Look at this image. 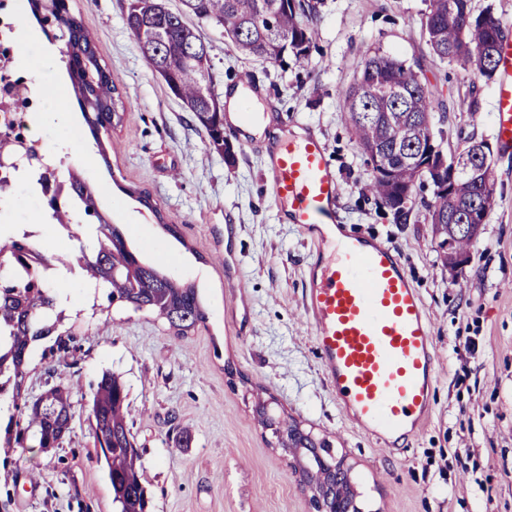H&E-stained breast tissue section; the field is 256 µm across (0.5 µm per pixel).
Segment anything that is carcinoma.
<instances>
[{"mask_svg": "<svg viewBox=\"0 0 512 512\" xmlns=\"http://www.w3.org/2000/svg\"><path fill=\"white\" fill-rule=\"evenodd\" d=\"M33 15L58 27L65 40L68 73L83 119L95 140L108 135L117 117L112 72L84 60L96 57L89 31L72 14L66 0H29ZM173 12L165 0H129L126 24L149 68L159 74L175 97L192 112L208 144L227 152L224 140V104L215 92L207 44L193 16L214 22L236 50L246 56L281 61L292 53L295 62L307 57L309 28L300 16L315 6L303 0H181ZM424 31L432 53L442 61L457 62L492 78L499 66V48L506 28L485 8L476 11L473 0H429ZM438 105L434 91L405 62L377 52H367L359 78L348 89L345 114L367 164L372 169L369 188L375 199L407 218L413 196L409 186L428 179L434 201L426 208L433 236L450 242L440 252L445 266L469 252L479 237L466 229L474 212L487 217L494 191L491 165L485 158L469 156L473 171L455 181L451 190L425 163L430 153L440 156L432 143V117ZM63 181L65 194L42 197V207L59 229L93 227L96 245L83 248L72 259L81 274L95 285L94 305L106 309L146 312L166 322L176 335L187 333L208 320L197 288L145 264L127 243L125 234L110 224L96 206L88 183L70 171ZM58 265L29 237H0V399L12 408L26 409V418L10 414L4 427L3 447L20 448L30 440L49 452L71 429L69 392L59 384L30 400L24 382L34 344L54 335L63 312L56 311L61 289L52 284ZM125 386L106 372L93 387L87 421L97 459L103 462L112 490V512H149L147 470L128 420Z\"/></svg>", "mask_w": 512, "mask_h": 512, "instance_id": "carcinoma-1", "label": "carcinoma"}]
</instances>
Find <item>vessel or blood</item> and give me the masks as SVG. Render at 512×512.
Here are the masks:
<instances>
[{"mask_svg": "<svg viewBox=\"0 0 512 512\" xmlns=\"http://www.w3.org/2000/svg\"><path fill=\"white\" fill-rule=\"evenodd\" d=\"M499 71L496 133L511 150L512 41ZM234 131L263 154L280 223L297 225L311 246L302 310L328 389L385 454L400 452L426 424L436 383V346L418 289L394 246L337 224L342 185L318 135Z\"/></svg>", "mask_w": 512, "mask_h": 512, "instance_id": "1", "label": "vessel or blood"}]
</instances>
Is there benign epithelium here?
<instances>
[{"label": "benign epithelium", "mask_w": 512, "mask_h": 512, "mask_svg": "<svg viewBox=\"0 0 512 512\" xmlns=\"http://www.w3.org/2000/svg\"><path fill=\"white\" fill-rule=\"evenodd\" d=\"M270 431L274 450L288 459L291 475L308 498L311 512H364L348 455L323 456L319 439L310 431H302L303 441L286 438L275 426Z\"/></svg>", "instance_id": "benign-epithelium-1"}]
</instances>
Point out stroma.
Wrapping results in <instances>:
<instances>
[{"mask_svg":"<svg viewBox=\"0 0 512 512\" xmlns=\"http://www.w3.org/2000/svg\"><path fill=\"white\" fill-rule=\"evenodd\" d=\"M302 22L312 41L304 66L292 59L240 55L222 28L202 24L216 92L249 76L264 89L277 123L311 124L342 184L339 223L394 245L427 308L436 341L432 413L401 456L384 454L356 430L326 387L312 335L302 318L309 245L293 224L278 223L261 155L229 137L230 154L212 149L193 115L147 66L126 25L127 0H70L72 14L96 37L99 62L112 72L125 103L107 154L95 149L77 103L65 45L42 44L76 118L65 134L93 150L92 164L63 157L98 194L96 203L129 245L167 274L194 283L208 320L187 336L151 316L92 309L73 284L59 338L36 342L24 388L39 396L57 383L72 389L71 429L56 451L0 450V502L8 512H112L110 485L86 419L89 386L110 372L124 383L130 427L147 466L152 512H308L288 462L252 414L253 391L266 389L271 409L301 421L348 453L365 512H512V154L495 133L496 82L431 53L423 25L428 0H315ZM411 65L440 94L434 139L453 157L470 138L491 148L495 192L487 222L466 265L444 267L432 244L426 201L414 191L404 220L368 190L371 168L343 112L366 52ZM153 202L144 207L138 192ZM27 183L0 198V217L30 224L42 215ZM177 225L178 236L165 224ZM152 230L141 238L139 225ZM235 224L234 238L224 227ZM238 260L245 288L233 292L225 252ZM249 310L240 340L235 304ZM469 456L461 469L455 454Z\"/></svg>","mask_w":512,"mask_h":512,"instance_id":"obj_1","label":"stroma"}]
</instances>
